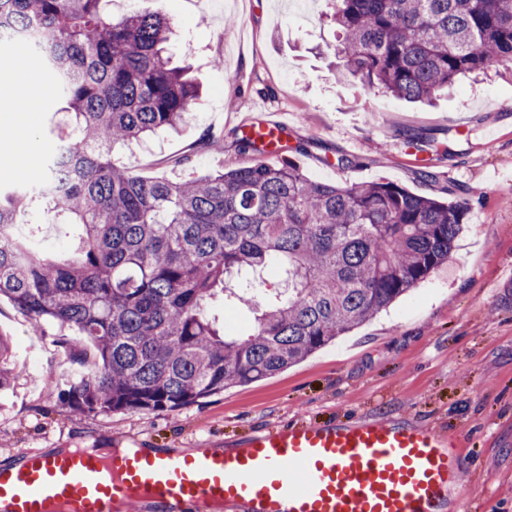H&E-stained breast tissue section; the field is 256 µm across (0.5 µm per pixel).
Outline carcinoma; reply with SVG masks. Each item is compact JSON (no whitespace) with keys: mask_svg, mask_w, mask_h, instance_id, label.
Returning a JSON list of instances; mask_svg holds the SVG:
<instances>
[{"mask_svg":"<svg viewBox=\"0 0 512 512\" xmlns=\"http://www.w3.org/2000/svg\"><path fill=\"white\" fill-rule=\"evenodd\" d=\"M101 0H0V36L28 39L60 88L71 134L39 181L0 191V297L56 330L65 363L84 361L63 402L81 412L176 409L300 362L389 307L448 261L467 207L377 180L336 185L298 164L255 162L180 182L111 160L177 129L200 83L171 65L172 18L121 17ZM339 76L432 101L469 74L512 61V0H331ZM44 202L81 227L58 259L15 235ZM274 272L280 287L265 288ZM247 306L232 336L213 312ZM0 333V391L20 369Z\"/></svg>","mask_w":512,"mask_h":512,"instance_id":"carcinoma-1","label":"carcinoma"}]
</instances>
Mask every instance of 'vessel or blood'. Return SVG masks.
Masks as SVG:
<instances>
[{"label": "vessel or blood", "instance_id": "vessel-or-blood-1", "mask_svg": "<svg viewBox=\"0 0 512 512\" xmlns=\"http://www.w3.org/2000/svg\"><path fill=\"white\" fill-rule=\"evenodd\" d=\"M460 437L396 419L268 428L236 448L22 452L0 512H470Z\"/></svg>", "mask_w": 512, "mask_h": 512}]
</instances>
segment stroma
Returning a JSON list of instances; mask_svg holds the SVG:
<instances>
[{
  "label": "stroma",
  "mask_w": 512,
  "mask_h": 512,
  "mask_svg": "<svg viewBox=\"0 0 512 512\" xmlns=\"http://www.w3.org/2000/svg\"><path fill=\"white\" fill-rule=\"evenodd\" d=\"M118 16L165 10L172 65L190 67L203 94L188 121L120 160L147 178L172 181L253 163L234 134L272 113L292 116L289 147L312 178L334 183L385 179L467 205L464 232L447 263L386 311L302 362L256 382L174 410L84 413L61 402L64 356L52 329L0 300V330L13 338L21 372L0 394V462L49 448H109L132 438L148 448L241 443L298 422L389 417L460 435L468 462L461 486L475 512H512V72L492 65L482 81L459 80L432 105L337 80L324 53L336 30L328 0H105ZM271 95H261V88ZM42 100L27 141L29 176L58 140L63 122L53 80L30 88ZM419 134L449 150L409 144ZM436 175L428 181L421 169ZM24 175V176H27ZM24 176L0 172V189ZM19 236L61 258L74 226L29 211Z\"/></svg>",
  "instance_id": "1"
}]
</instances>
